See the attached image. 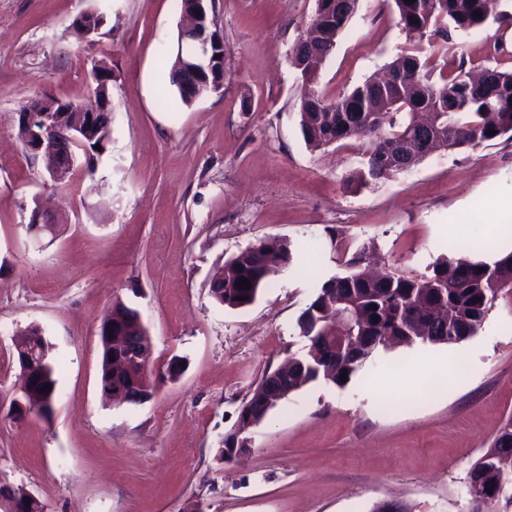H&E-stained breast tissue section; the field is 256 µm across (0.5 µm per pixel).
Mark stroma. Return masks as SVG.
<instances>
[{
  "label": "stroma",
  "instance_id": "stroma-1",
  "mask_svg": "<svg viewBox=\"0 0 512 512\" xmlns=\"http://www.w3.org/2000/svg\"><path fill=\"white\" fill-rule=\"evenodd\" d=\"M96 9L93 41L74 21ZM316 0H213L224 88L185 106L169 84L181 0H0V391L13 393L19 330L52 345L54 412L0 410V484L45 512H468V471L512 418V291L479 332L450 345L376 354L342 387L291 394L232 460L220 442L263 375L304 345L297 320L318 283L367 250L388 270L431 274L436 261L512 222L491 204L512 194V139L436 151L376 185L348 182L367 138L309 148L288 58ZM500 20L453 33L449 57L512 71V0ZM408 46L393 0H359L315 89L335 99ZM111 68L108 149L50 179L18 135L35 98L79 101L91 69ZM43 204L59 228L34 242ZM278 238L290 266L251 306L209 295L230 257ZM137 310L152 368L185 360L145 403H112L98 383L100 324L113 303Z\"/></svg>",
  "mask_w": 512,
  "mask_h": 512
}]
</instances>
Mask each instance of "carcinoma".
Here are the masks:
<instances>
[{
    "instance_id": "carcinoma-1",
    "label": "carcinoma",
    "mask_w": 512,
    "mask_h": 512,
    "mask_svg": "<svg viewBox=\"0 0 512 512\" xmlns=\"http://www.w3.org/2000/svg\"><path fill=\"white\" fill-rule=\"evenodd\" d=\"M393 2L397 25L411 41V47L387 66V72L397 75L395 80L377 84L368 79L334 100L313 89L319 67L335 48L336 37L358 0H351V10L336 12L330 23L323 20L329 11L327 0H317L307 40L291 56L305 87L299 111L302 135L309 146L328 147L363 130L372 135L362 167L350 177L354 182L387 180L438 149L477 146L512 133V71L485 67L474 83L464 58L450 60L442 53L451 32L467 31L498 16L500 0ZM415 111L436 114V126H415ZM109 135L110 127L105 126L96 135L78 140L74 149L96 154L94 146L106 147ZM282 259L289 263L293 259L286 240L265 241L240 252L227 261L232 274L223 287L210 289L211 297L229 309L252 305ZM362 263L359 252L346 263L344 273L318 286L314 299L300 314L297 327L305 348L292 355L295 363L288 371L279 373L288 393L319 380L341 387L342 373L352 378L375 353L396 344H457L476 335L498 293L512 289V252L493 263L442 258L432 274L420 278L394 272L371 278L360 269ZM244 278L250 287L237 286ZM21 335L33 360L45 361V370L41 385L27 388L20 399L31 413L47 417L57 383L51 344L37 325L25 327ZM268 395L262 380L243 407L258 420L269 411ZM502 451L497 437L481 455L485 459L481 483L485 512H495L500 500L499 472H512V456H499ZM0 512H44V506L39 500L16 504L14 497L3 496Z\"/></svg>"
}]
</instances>
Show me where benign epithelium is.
<instances>
[{
	"mask_svg": "<svg viewBox=\"0 0 512 512\" xmlns=\"http://www.w3.org/2000/svg\"><path fill=\"white\" fill-rule=\"evenodd\" d=\"M209 5L211 0H186L183 8L189 24L181 30V36L182 40L193 45V53L189 59L192 66L185 68V79L181 86L184 93L194 100L199 97L200 86L214 76L213 65L218 62L214 58L218 54L216 47L224 46L223 36L211 29ZM109 84L108 79L99 80L94 88V104L91 106L61 99L51 103L39 98L30 101L19 112L21 139L31 152L43 156L45 169L52 180L60 181L72 172L75 166L72 146L79 132L88 131L99 115L108 116L112 112ZM57 107L60 111L56 113L54 109ZM29 223L32 224L30 233L36 237L43 233L56 236V226L37 207L32 210ZM145 332L147 328L138 316L133 325L127 328H119L111 323L100 327L99 339L110 348L114 365L128 370L137 367L144 372L147 370L146 360L151 356V346ZM101 391L109 398L132 405L142 404L152 396V388L140 379L131 382L109 381L101 387ZM479 481L478 470L467 481L470 512H483L484 498L475 490Z\"/></svg>",
	"mask_w": 512,
	"mask_h": 512,
	"instance_id": "benign-epithelium-1",
	"label": "benign epithelium"
}]
</instances>
